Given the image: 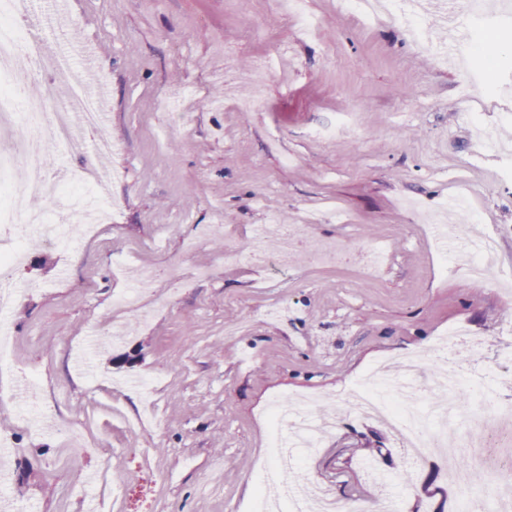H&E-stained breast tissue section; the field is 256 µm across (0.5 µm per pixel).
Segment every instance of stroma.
<instances>
[{
  "instance_id": "35a3bbf8",
  "label": "stroma",
  "mask_w": 512,
  "mask_h": 512,
  "mask_svg": "<svg viewBox=\"0 0 512 512\" xmlns=\"http://www.w3.org/2000/svg\"><path fill=\"white\" fill-rule=\"evenodd\" d=\"M303 7L319 20L309 34L275 0H33L44 54L88 46L94 66L75 76L96 82L118 151L110 221L70 225L71 251L35 239L13 272L11 512H255L246 489L264 485L268 412L286 395L337 421L315 453L297 450L301 484L365 512L388 495L397 512H468L441 451L411 461L382 420L339 402L399 352L435 380L433 351L461 327L480 342L470 378L512 420V287L473 281L462 249L493 236L512 270V153L479 149L484 132L512 141V17L489 44L495 67L463 70L448 38L481 30L459 0L426 19L433 55L390 16ZM456 195L471 210L440 254L424 214ZM280 224L309 227L289 269L225 262ZM332 244L350 261L319 263ZM377 248L372 274L363 253ZM145 267L159 277L139 307L117 306Z\"/></svg>"
}]
</instances>
